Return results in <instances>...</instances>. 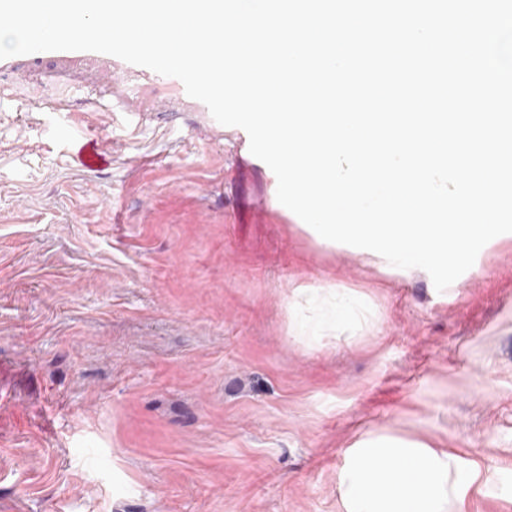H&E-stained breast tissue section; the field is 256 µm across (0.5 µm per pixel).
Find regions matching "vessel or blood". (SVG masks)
Segmentation results:
<instances>
[{
  "mask_svg": "<svg viewBox=\"0 0 512 512\" xmlns=\"http://www.w3.org/2000/svg\"><path fill=\"white\" fill-rule=\"evenodd\" d=\"M113 64H116L114 56L99 52L45 51L0 59V74H22L64 86L66 95L48 99L41 106L42 111L60 115L72 109L69 93L81 89L76 74L82 67H97L108 76Z\"/></svg>",
  "mask_w": 512,
  "mask_h": 512,
  "instance_id": "b4317fda",
  "label": "vessel or blood"
}]
</instances>
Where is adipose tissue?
Masks as SVG:
<instances>
[{"mask_svg":"<svg viewBox=\"0 0 512 512\" xmlns=\"http://www.w3.org/2000/svg\"><path fill=\"white\" fill-rule=\"evenodd\" d=\"M488 467L425 442L362 439L338 473L341 512H465Z\"/></svg>","mask_w":512,"mask_h":512,"instance_id":"1","label":"adipose tissue"}]
</instances>
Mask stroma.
<instances>
[{
    "label": "stroma",
    "instance_id": "1",
    "mask_svg": "<svg viewBox=\"0 0 512 512\" xmlns=\"http://www.w3.org/2000/svg\"><path fill=\"white\" fill-rule=\"evenodd\" d=\"M108 85L63 121L0 76V512H341L370 432L493 460L466 510L512 512V233L436 291L317 243L209 113ZM300 284L364 319L318 327ZM336 307L327 313V319L336 323V329H346L360 322L363 316V299L350 288L336 289Z\"/></svg>",
    "mask_w": 512,
    "mask_h": 512
}]
</instances>
